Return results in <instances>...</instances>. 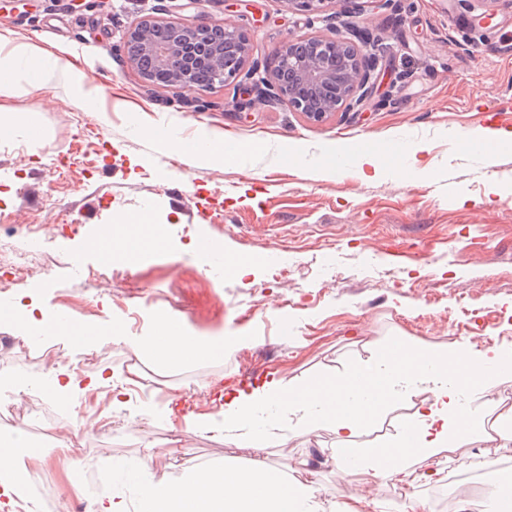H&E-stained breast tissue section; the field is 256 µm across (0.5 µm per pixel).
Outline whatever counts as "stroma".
Returning a JSON list of instances; mask_svg holds the SVG:
<instances>
[{"instance_id": "stroma-1", "label": "stroma", "mask_w": 512, "mask_h": 512, "mask_svg": "<svg viewBox=\"0 0 512 512\" xmlns=\"http://www.w3.org/2000/svg\"><path fill=\"white\" fill-rule=\"evenodd\" d=\"M350 10L379 37L388 77L404 81L390 97L376 92L358 111L313 122L263 101L225 109L237 93L232 84L189 97L153 84L129 65L125 37L145 17L232 23L253 31V58L263 65L289 37L331 36L341 21L334 0L316 14L288 10L283 0H0V35L78 63L102 91L87 103L65 82L34 93L22 104L33 135L0 142V224L16 226L17 247L34 240L39 248L36 273L12 282L6 297L65 308L73 321L103 329L119 322L138 334L166 313L200 336L259 338L217 362L161 370L122 344L82 354L41 337L50 366L74 371L80 383L103 371L113 384L134 369L142 378L119 406L111 386L75 397L85 417L109 416L111 428L76 438L57 421L53 436L37 441L36 452L52 456L58 512L91 503L86 467L105 468L110 492L120 494L142 462L155 479L172 480L201 464H242L260 453L290 474L302 460L315 461L324 506L363 497L365 512H396L392 482L369 484L330 462L331 432H290L259 453L189 426L223 412L216 394L254 372L300 383L372 362L396 336L442 348L512 344V150L483 158L465 152L470 131L512 128V0H353ZM102 109L108 122L98 118ZM144 114L173 127L204 125L256 153L220 167L171 165L169 153L137 133ZM364 140L394 148L381 179L355 173L353 147ZM418 146L422 177L409 168ZM292 147L302 155L296 167L288 163ZM336 155L344 161L335 179L311 177ZM496 182L503 189L493 196ZM143 209L166 225V247L136 267L119 263L107 278H88L102 263L87 241L115 215ZM199 238L229 255L268 254L269 263L243 277L207 271L188 250ZM278 266L288 269L287 281L275 279ZM294 336L302 346H292ZM144 402L172 405L174 413L134 425L130 414ZM67 438L74 446L66 458L55 443ZM443 468L412 491L424 512H457L452 475H477L468 494L480 507L512 488V446L465 442L448 450Z\"/></svg>"}]
</instances>
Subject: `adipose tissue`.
Wrapping results in <instances>:
<instances>
[{
  "instance_id": "obj_1",
  "label": "adipose tissue",
  "mask_w": 512,
  "mask_h": 512,
  "mask_svg": "<svg viewBox=\"0 0 512 512\" xmlns=\"http://www.w3.org/2000/svg\"><path fill=\"white\" fill-rule=\"evenodd\" d=\"M57 69L49 49L27 39L0 36V134L14 137L24 130L18 101L52 81ZM109 233L110 261L132 267L145 253L166 244L164 226L144 213L117 216ZM2 322L23 336L32 327H43L49 335L87 353L111 343L123 344L162 369L220 359L256 343L250 335L197 336L164 313L155 314L150 330L139 336L126 335L119 323L105 331L65 324L57 314L16 302L0 304ZM509 359L510 347L482 352L461 345L441 351L397 336L376 362L317 375L299 384L272 379L232 392L222 419L199 418L193 430L221 435L240 448L279 444L286 430L305 434L329 430L338 444L335 462L353 457L357 473L412 487L436 477L433 465L448 449L484 432L492 405L487 395L505 382L499 365ZM36 386L59 403L68 402L80 390L74 374L64 370H50L40 379L0 376L1 394ZM414 392L424 395L415 413L400 421L390 439L372 448L370 460L359 459L354 438ZM32 448L23 429L0 436V496L8 503L31 498L27 474L34 457ZM130 493L127 499L111 494L96 497L92 512H131L133 501L140 505L138 512H320L313 482L298 480L260 458L243 465H200L173 483L153 481L142 466Z\"/></svg>"
}]
</instances>
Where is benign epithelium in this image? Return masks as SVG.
Masks as SVG:
<instances>
[{
    "mask_svg": "<svg viewBox=\"0 0 512 512\" xmlns=\"http://www.w3.org/2000/svg\"><path fill=\"white\" fill-rule=\"evenodd\" d=\"M292 11L315 13L327 0H282ZM224 41V60L213 64L214 84H234L249 98H232L224 107L246 109L256 97L283 103L313 122L337 112H352L373 92L380 60L367 47L377 42L373 34L345 22L330 38L296 36L274 52L269 73L255 78L258 64L252 59L249 34L228 23L203 20L142 19L127 32L126 41L140 44L150 65L171 73L170 87L196 93L202 87L189 79L193 62L210 49L212 37Z\"/></svg>",
    "mask_w": 512,
    "mask_h": 512,
    "instance_id": "obj_1",
    "label": "benign epithelium"
}]
</instances>
